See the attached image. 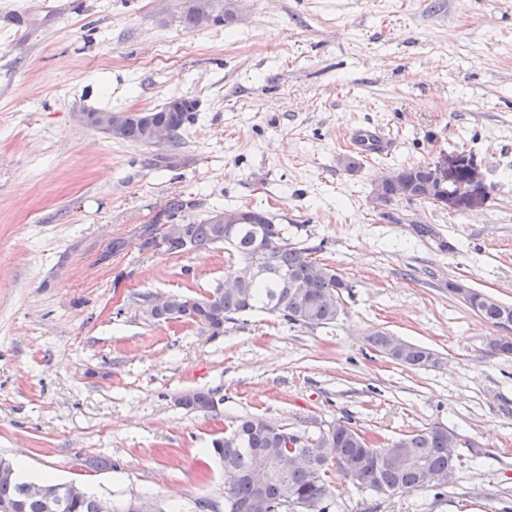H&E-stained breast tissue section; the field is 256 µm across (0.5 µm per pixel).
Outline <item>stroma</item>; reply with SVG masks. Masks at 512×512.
I'll list each match as a JSON object with an SVG mask.
<instances>
[{"label":"stroma","instance_id":"stroma-1","mask_svg":"<svg viewBox=\"0 0 512 512\" xmlns=\"http://www.w3.org/2000/svg\"><path fill=\"white\" fill-rule=\"evenodd\" d=\"M181 6L0 0V457L191 512L224 497L209 447L236 417L348 419L383 445L439 424L494 458L463 455L446 483L384 497L337 475L327 512H512V356L448 290L512 304V0H240L231 25L196 31ZM177 96L198 109L176 145L83 118ZM360 126L391 155L356 154ZM453 153L482 172L484 208H374L381 178ZM175 198L190 220L263 209L316 249L351 286L335 323L258 311L215 336L147 317L143 294L202 295L230 263L221 247L139 249ZM377 331L436 365L380 356ZM215 387L221 419L176 404ZM95 457L111 467H85ZM404 343L406 344V351L402 358L397 360V363L411 367L428 366L436 363L434 353L429 349L417 344Z\"/></svg>","mask_w":512,"mask_h":512}]
</instances>
